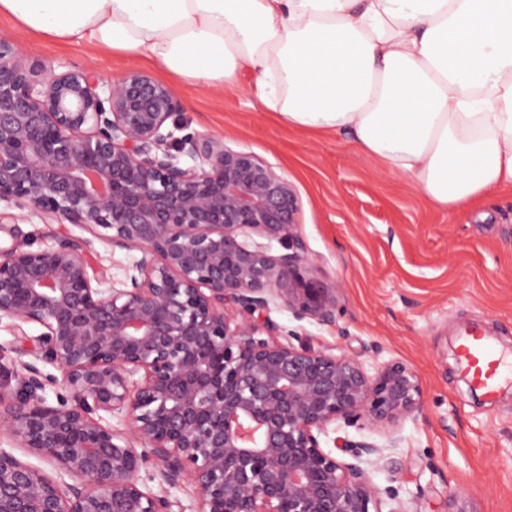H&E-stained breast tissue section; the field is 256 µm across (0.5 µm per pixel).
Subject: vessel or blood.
I'll list each match as a JSON object with an SVG mask.
<instances>
[{
  "label": "vessel or blood",
  "mask_w": 512,
  "mask_h": 512,
  "mask_svg": "<svg viewBox=\"0 0 512 512\" xmlns=\"http://www.w3.org/2000/svg\"><path fill=\"white\" fill-rule=\"evenodd\" d=\"M457 361L471 385L488 395L495 394L512 377V361L488 338L473 330L460 336Z\"/></svg>",
  "instance_id": "vessel-or-blood-1"
}]
</instances>
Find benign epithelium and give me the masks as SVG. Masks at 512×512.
Returning a JSON list of instances; mask_svg holds the SVG:
<instances>
[{
  "label": "benign epithelium",
  "mask_w": 512,
  "mask_h": 512,
  "mask_svg": "<svg viewBox=\"0 0 512 512\" xmlns=\"http://www.w3.org/2000/svg\"><path fill=\"white\" fill-rule=\"evenodd\" d=\"M180 111L143 72L107 80L0 36V202L140 254L108 281L92 238L0 247V317L34 358L0 365V512H184L183 483L189 512H383L374 474L404 470L391 449L424 408L416 371L257 323L277 303L332 324L340 294L313 275L293 184L222 138L175 136ZM38 361L61 373L55 405ZM336 423L390 434L338 457L320 441Z\"/></svg>",
  "instance_id": "obj_1"
}]
</instances>
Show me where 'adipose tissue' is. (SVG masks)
<instances>
[{"label":"adipose tissue","instance_id":"obj_1","mask_svg":"<svg viewBox=\"0 0 512 512\" xmlns=\"http://www.w3.org/2000/svg\"><path fill=\"white\" fill-rule=\"evenodd\" d=\"M1 17L203 88L253 74L289 126L346 132L443 209L512 186V0H0Z\"/></svg>","mask_w":512,"mask_h":512}]
</instances>
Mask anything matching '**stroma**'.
Listing matches in <instances>:
<instances>
[{
	"label": "stroma",
	"mask_w": 512,
	"mask_h": 512,
	"mask_svg": "<svg viewBox=\"0 0 512 512\" xmlns=\"http://www.w3.org/2000/svg\"><path fill=\"white\" fill-rule=\"evenodd\" d=\"M0 35L31 58L90 66L108 79L145 72L178 96V121L188 131L223 138L288 178L316 276L339 288L340 303L332 325L295 320L280 306L267 319L313 346L359 357L370 371L388 360L407 363L420 381L423 412L401 425L395 450L405 469L394 480L374 476L380 489L396 492L384 499V512H448L453 493L466 496L475 512H512V383L497 397L475 400L455 357L456 337L467 325L512 351V187L451 212L350 136L292 127L260 107L249 76L207 90L175 82L142 60L44 40L5 19ZM14 227L37 248L59 234L82 233L0 208V244L10 245ZM93 249L94 267L110 278H124L138 257L103 238Z\"/></svg>",
	"instance_id": "obj_1"
}]
</instances>
